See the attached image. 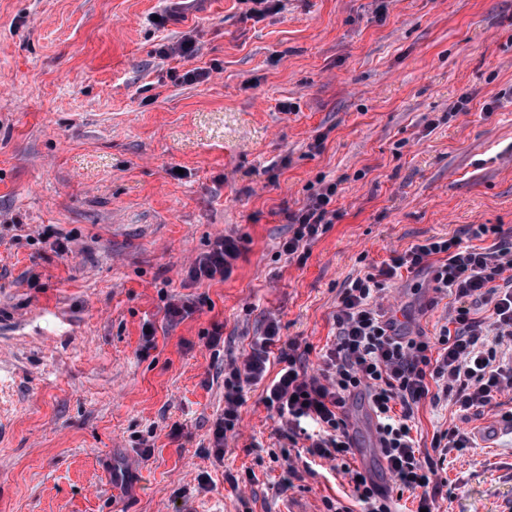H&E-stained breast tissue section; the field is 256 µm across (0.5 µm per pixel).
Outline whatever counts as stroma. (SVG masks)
<instances>
[{"mask_svg": "<svg viewBox=\"0 0 512 512\" xmlns=\"http://www.w3.org/2000/svg\"><path fill=\"white\" fill-rule=\"evenodd\" d=\"M161 7L0 0V512H326L342 473L281 486L297 458L262 386L216 456L224 369L273 318L318 372L348 278L470 224L512 236V0H211L184 26ZM186 38L193 57H163ZM324 183L341 218L301 264L282 210ZM225 235L244 259L190 280ZM179 299L197 308L169 321ZM383 305L434 335L452 300L422 272ZM417 418L476 442L444 464L443 512H512L497 408Z\"/></svg>", "mask_w": 512, "mask_h": 512, "instance_id": "obj_1", "label": "stroma"}]
</instances>
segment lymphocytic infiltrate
<instances>
[{"mask_svg":"<svg viewBox=\"0 0 512 512\" xmlns=\"http://www.w3.org/2000/svg\"><path fill=\"white\" fill-rule=\"evenodd\" d=\"M335 185L310 196L297 210H285L290 235L285 254L306 262L310 246L337 218L331 203ZM246 251L243 238H217L189 271L191 279L228 277ZM427 272L433 290L454 298L438 334H401L387 317L382 300L402 274ZM489 307V317L475 315ZM336 336L323 355L319 373L303 368L295 340H282L277 321L241 363L224 370V413L214 424L213 446L223 449L226 435L239 420L247 387H265L264 401L275 411L280 435L304 441L301 459L313 473L315 459L337 460L349 486L347 500L325 499L327 512H395L404 493H411L423 512H437L443 483L441 458L468 446L466 436L448 428L434 433L430 449L417 437L415 412L423 402L449 400L462 418L491 406L504 389H512V360L498 354L512 342V239L499 225L472 224L464 236L430 237L388 261L352 278L339 295ZM365 395L376 423L381 456L391 477L382 488L366 470L347 461L354 446L347 423L351 398Z\"/></svg>","mask_w":512,"mask_h":512,"instance_id":"lymphocytic-infiltrate-1","label":"lymphocytic infiltrate"}]
</instances>
